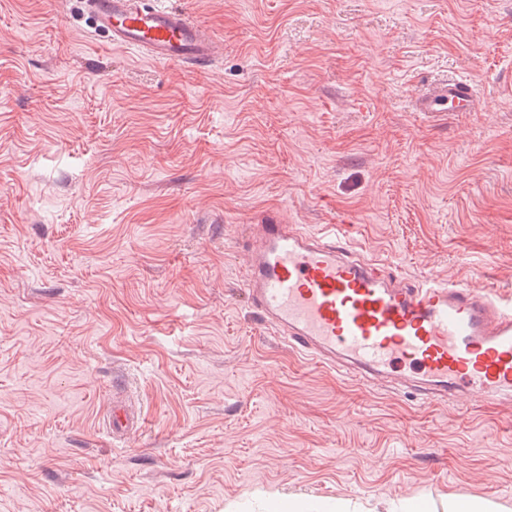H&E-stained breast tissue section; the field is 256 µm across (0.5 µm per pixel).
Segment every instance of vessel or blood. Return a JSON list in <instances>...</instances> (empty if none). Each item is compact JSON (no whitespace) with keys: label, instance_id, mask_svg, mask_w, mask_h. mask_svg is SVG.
Instances as JSON below:
<instances>
[{"label":"vessel or blood","instance_id":"1","mask_svg":"<svg viewBox=\"0 0 512 512\" xmlns=\"http://www.w3.org/2000/svg\"><path fill=\"white\" fill-rule=\"evenodd\" d=\"M110 44L191 71L213 66V32L162 0H81ZM424 112H474L470 82L452 78L419 101ZM251 309L291 350L362 384L424 401L473 393L512 399V298L434 278L410 280L354 252L335 224L306 232L278 209L243 227ZM142 418L113 402L112 439Z\"/></svg>","mask_w":512,"mask_h":512}]
</instances>
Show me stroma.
<instances>
[{
    "instance_id": "stroma-1",
    "label": "stroma",
    "mask_w": 512,
    "mask_h": 512,
    "mask_svg": "<svg viewBox=\"0 0 512 512\" xmlns=\"http://www.w3.org/2000/svg\"><path fill=\"white\" fill-rule=\"evenodd\" d=\"M188 73L75 0H0V512H512V404L420 401L291 352L240 227L339 224L409 279L512 295V0H166ZM458 77L476 112H422ZM143 414L115 441L112 378ZM273 512H335L333 509H325L324 506L300 499H279L270 504Z\"/></svg>"
}]
</instances>
